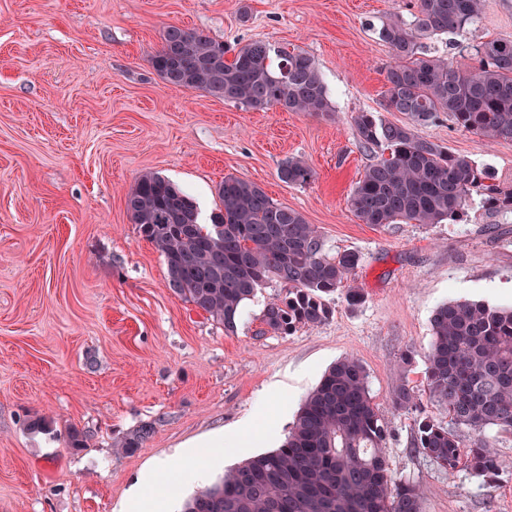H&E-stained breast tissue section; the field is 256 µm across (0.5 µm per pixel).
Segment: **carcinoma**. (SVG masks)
Listing matches in <instances>:
<instances>
[{
  "mask_svg": "<svg viewBox=\"0 0 512 512\" xmlns=\"http://www.w3.org/2000/svg\"><path fill=\"white\" fill-rule=\"evenodd\" d=\"M480 15L481 0H415L412 21L395 17L380 28L391 54L383 107L407 121L386 122L372 112L353 118L357 140L374 153L348 199L361 223L455 221L474 193L488 211H512L511 186L417 132L446 112L462 131L512 141V40L454 42L477 62L468 72L420 52L421 40L460 36ZM150 62L171 87L202 90L246 110L331 111L314 59L295 46L255 40L231 47L203 31L170 26ZM277 177L305 185L315 171L292 157L278 166ZM218 196V212L201 224L192 197L157 173L139 176L126 195L129 218L163 257L174 295L233 332L243 306L275 280L286 292L266 305L262 321L279 334L324 323L327 298L338 291L351 306L363 301L353 281L358 253H326L316 225L253 181L227 176ZM425 380L430 401L448 421L424 412L407 383L391 398L395 410L418 413L413 448L450 475L463 462L474 477H497L503 464L485 437L489 428L512 432V306L452 301L437 307ZM461 428L470 432L467 443ZM151 433L143 425L121 448L133 453ZM390 436L365 368L343 358L306 397L280 447L243 460L187 500L184 512H422L420 485L392 475L385 452Z\"/></svg>",
  "mask_w": 512,
  "mask_h": 512,
  "instance_id": "1",
  "label": "carcinoma"
}]
</instances>
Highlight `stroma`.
<instances>
[{
	"label": "stroma",
	"mask_w": 512,
	"mask_h": 512,
	"mask_svg": "<svg viewBox=\"0 0 512 512\" xmlns=\"http://www.w3.org/2000/svg\"><path fill=\"white\" fill-rule=\"evenodd\" d=\"M410 0H0V512H120L156 463L180 466L179 448L208 445L198 492L248 456L280 447L323 373L357 359L391 429L394 476L419 484L422 512H512V433L490 429L504 467L492 481L448 474L414 451L415 412L394 411L402 381L418 385L430 319L453 300L512 305V212L473 196L464 217L422 226L361 223L348 205L372 163L352 128L356 113L402 121L383 108L390 60L378 30L410 20ZM236 46H297L316 61L329 114L246 111L200 90H177L151 55L169 26ZM512 39V0H484L463 35ZM419 135L512 181V142H490L447 118ZM304 159L306 185L277 177ZM156 172L190 193L202 222L235 175L316 225L325 250L357 252V307L341 295L318 326L267 332L262 311L282 295L272 281L235 331L168 288L162 257L132 224L125 198ZM413 350L411 363L401 361ZM279 385L277 398L268 389ZM263 443L216 436L248 418ZM47 423L30 430L33 419ZM149 424L143 448L124 436ZM84 448L66 445L70 429ZM277 177L288 185H305L315 177L313 168L301 158H288L277 168Z\"/></svg>",
	"instance_id": "1"
}]
</instances>
